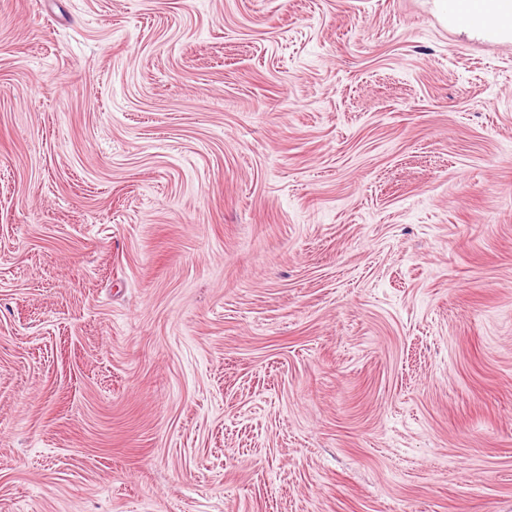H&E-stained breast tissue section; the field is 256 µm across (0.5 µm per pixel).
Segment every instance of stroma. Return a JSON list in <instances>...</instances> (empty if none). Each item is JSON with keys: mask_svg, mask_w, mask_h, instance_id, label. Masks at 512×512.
<instances>
[{"mask_svg": "<svg viewBox=\"0 0 512 512\" xmlns=\"http://www.w3.org/2000/svg\"><path fill=\"white\" fill-rule=\"evenodd\" d=\"M0 512H512V42L0 0Z\"/></svg>", "mask_w": 512, "mask_h": 512, "instance_id": "stroma-1", "label": "stroma"}]
</instances>
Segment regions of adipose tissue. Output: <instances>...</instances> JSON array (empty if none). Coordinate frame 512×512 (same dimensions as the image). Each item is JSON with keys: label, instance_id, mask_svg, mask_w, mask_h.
I'll list each match as a JSON object with an SVG mask.
<instances>
[{"label": "adipose tissue", "instance_id": "1", "mask_svg": "<svg viewBox=\"0 0 512 512\" xmlns=\"http://www.w3.org/2000/svg\"><path fill=\"white\" fill-rule=\"evenodd\" d=\"M442 19L471 37L512 40V0H435Z\"/></svg>", "mask_w": 512, "mask_h": 512}]
</instances>
